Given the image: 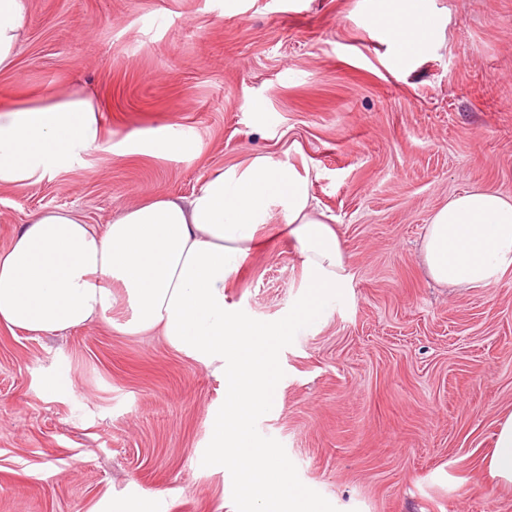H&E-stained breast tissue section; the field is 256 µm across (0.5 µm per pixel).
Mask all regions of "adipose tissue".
Segmentation results:
<instances>
[{
  "label": "adipose tissue",
  "mask_w": 512,
  "mask_h": 512,
  "mask_svg": "<svg viewBox=\"0 0 512 512\" xmlns=\"http://www.w3.org/2000/svg\"><path fill=\"white\" fill-rule=\"evenodd\" d=\"M367 2L395 69L435 44L442 24L430 0ZM26 12L27 0H0V71L14 64ZM100 127L93 100L78 93L0 108V186L40 180L75 154L97 149ZM196 149L170 127L121 142L122 152L169 158ZM310 186L309 175L292 165L257 157L212 172L191 198L156 197L101 227L70 210L42 212L0 250V323L36 335L91 324L111 309L112 284L120 282L137 304L124 332L159 334L225 384L208 462L228 467L273 512H320L276 451L253 443L249 427L273 405L276 345L314 332L349 278L339 237ZM277 212L306 273L304 299L281 321L228 319L224 288ZM421 252L438 284L497 286L512 272V197L486 188L451 197L434 212Z\"/></svg>",
  "instance_id": "obj_1"
}]
</instances>
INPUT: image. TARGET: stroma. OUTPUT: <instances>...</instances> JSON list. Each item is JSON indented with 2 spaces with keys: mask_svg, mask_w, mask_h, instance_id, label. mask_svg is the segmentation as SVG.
<instances>
[{
  "mask_svg": "<svg viewBox=\"0 0 512 512\" xmlns=\"http://www.w3.org/2000/svg\"><path fill=\"white\" fill-rule=\"evenodd\" d=\"M434 47L405 70L364 0H27L0 106L82 91L102 149L0 187V249L39 212L87 223L258 156L310 170L349 260L326 323L276 349L277 411L251 423L324 512H512L492 477L512 412V274L445 288L420 246L434 211L473 187L512 196V0H432ZM199 152L123 154L166 126ZM274 238L224 290V309L280 320L304 298ZM126 289L107 319L60 334L0 324V512H91L107 494L155 512H263L205 461L224 383L162 337L128 335ZM54 376L47 392L43 380Z\"/></svg>",
  "mask_w": 512,
  "mask_h": 512,
  "instance_id": "1",
  "label": "stroma"
}]
</instances>
